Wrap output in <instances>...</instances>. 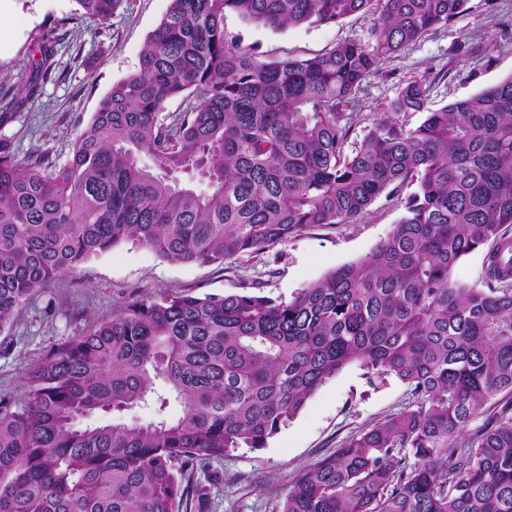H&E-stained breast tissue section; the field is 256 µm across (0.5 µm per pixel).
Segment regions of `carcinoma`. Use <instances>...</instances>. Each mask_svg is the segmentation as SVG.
<instances>
[{
	"instance_id": "obj_1",
	"label": "carcinoma",
	"mask_w": 512,
	"mask_h": 512,
	"mask_svg": "<svg viewBox=\"0 0 512 512\" xmlns=\"http://www.w3.org/2000/svg\"><path fill=\"white\" fill-rule=\"evenodd\" d=\"M123 2L78 0L101 23ZM468 2L170 0L138 72L99 101L65 165L22 162L0 135V332L47 282L122 243L223 263L351 224L417 185L371 254L287 302L168 293L31 367L24 404L0 398V512H179L190 467L266 447L353 363L397 377L413 403L306 467L281 512H512V409L465 434L512 395V76L435 110L430 85L409 82L346 149L363 81ZM370 10L371 42L304 60L262 61L224 26L229 13L280 31ZM39 52L45 79L53 42ZM36 91L17 86L12 100ZM485 247L484 285L454 279ZM149 404L155 420H125ZM95 413L112 419L82 424ZM512 396L507 393H500L493 397L484 407L481 414L472 419L467 428V433H473L479 428L483 427L488 417H491L494 413L499 412L503 406L507 403H511Z\"/></svg>"
}]
</instances>
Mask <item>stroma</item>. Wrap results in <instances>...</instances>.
<instances>
[{
  "label": "stroma",
  "instance_id": "35a3bbf8",
  "mask_svg": "<svg viewBox=\"0 0 512 512\" xmlns=\"http://www.w3.org/2000/svg\"><path fill=\"white\" fill-rule=\"evenodd\" d=\"M0 24V85L29 80L39 46L56 42L54 70L34 100L16 109L4 132L18 159L49 152L58 164L71 157L80 131L112 84L136 73L151 32L169 0H126L106 23L82 18L77 0H11ZM378 20L370 11L336 25L272 31L227 15L228 31L260 57L307 59L334 44L369 42ZM512 76V0H469L467 9L399 56L388 59L355 95L348 138L356 146L406 83L432 82L430 105L442 107ZM413 186L380 195L351 224L313 226L258 257L199 266L160 257L128 242L91 258L38 289L0 332V397L26 400L23 377L122 306L168 292L228 295L260 282L262 295L290 300L328 271L369 255L404 214ZM411 402L395 377L377 378L351 364L328 379L304 409L265 448H235L189 472L198 495L179 512H278L300 472L333 454L350 436L370 429Z\"/></svg>",
  "mask_w": 512,
  "mask_h": 512
}]
</instances>
